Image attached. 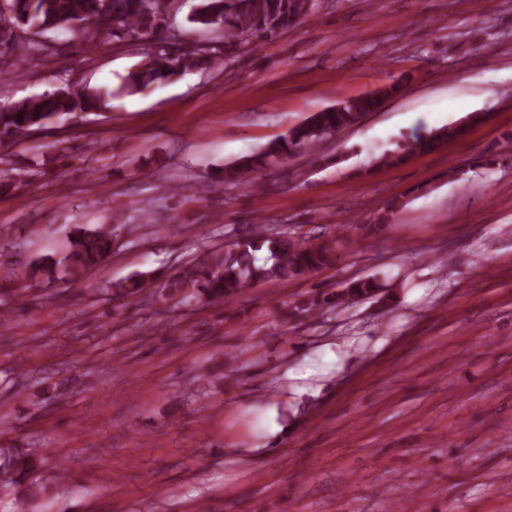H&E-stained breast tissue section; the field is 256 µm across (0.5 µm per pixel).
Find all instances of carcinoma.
<instances>
[{"label": "carcinoma", "mask_w": 512, "mask_h": 512, "mask_svg": "<svg viewBox=\"0 0 512 512\" xmlns=\"http://www.w3.org/2000/svg\"><path fill=\"white\" fill-rule=\"evenodd\" d=\"M175 0H107L108 27L118 41H138L151 47L149 61L128 74L124 88L129 93L140 92L153 84L168 81L182 70L219 65L234 48L253 51L259 41L281 30L295 27L303 16L314 13L321 0H199L187 21L198 33L216 29L223 32V42L206 49L188 45L177 53L155 43L148 36L166 21ZM102 0H5L0 15V30L27 32L32 27L46 34L96 28L102 16ZM12 56L19 57L42 50V45L24 36L11 37ZM112 93L90 85L74 89L58 87L51 92L33 95L0 106V144L14 146L41 131L54 118L62 119L74 112L105 111ZM382 97L348 98L335 106L309 116L288 135L273 143L264 152L246 155L224 169V182L253 184L247 176L276 158L292 151L305 149L312 153L323 138L357 124L368 112L375 111ZM466 125H448L416 135L407 141L401 153L383 154L379 165H391L403 160L407 153L433 150L444 140L458 138ZM122 214L112 217V223L100 227L81 228L70 240L66 257L69 274L75 279L85 277L112 253V225L121 223ZM266 250L268 256L259 261L256 253ZM336 262L334 249L326 242L315 243L311 238L288 234H271L263 224H253L246 238L233 246L211 252L198 262L172 275L160 289L165 299L178 302L195 300L209 305L240 295L245 289L267 280H298ZM57 262L44 255L31 265L29 274L51 280L56 275ZM144 279L130 276L112 284V300L128 302L142 295ZM373 279L349 281L344 288L331 294L317 295L286 310L283 320L301 314L311 315L336 303L361 300L377 295ZM42 459L31 453L13 455L0 467V488L14 492L21 512L38 498L40 487L30 480L40 468Z\"/></svg>", "instance_id": "carcinoma-1"}]
</instances>
